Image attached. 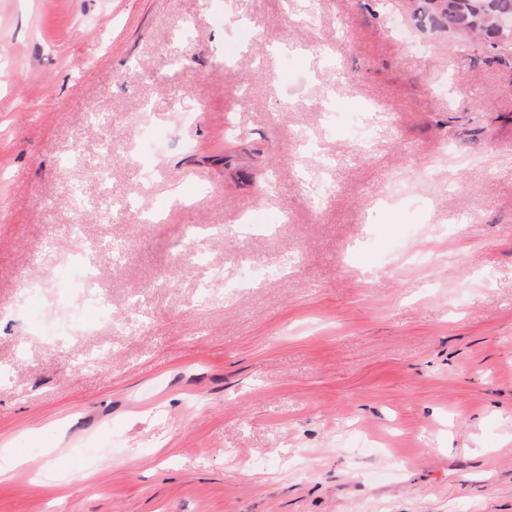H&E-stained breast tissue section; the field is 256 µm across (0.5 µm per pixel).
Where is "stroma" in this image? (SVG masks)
I'll list each match as a JSON object with an SVG mask.
<instances>
[{"label":"stroma","mask_w":512,"mask_h":512,"mask_svg":"<svg viewBox=\"0 0 512 512\" xmlns=\"http://www.w3.org/2000/svg\"><path fill=\"white\" fill-rule=\"evenodd\" d=\"M423 4L0 0V512H512V51ZM98 189L102 195H104L108 201L109 212L113 209L129 210L134 208L135 203L129 198L114 199L112 196V183L111 176L107 168L102 167L99 170L98 177ZM67 230L70 239L77 247L74 254L73 263L76 266L74 288L81 294L82 301L86 309L93 315V319H100L104 316V305L101 303L98 292L94 289V281L96 280L95 269L98 258L95 254L85 253L89 247L84 242L85 224L76 222L68 224Z\"/></svg>","instance_id":"35a3bbf8"}]
</instances>
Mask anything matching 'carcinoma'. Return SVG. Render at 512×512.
<instances>
[{
  "mask_svg": "<svg viewBox=\"0 0 512 512\" xmlns=\"http://www.w3.org/2000/svg\"><path fill=\"white\" fill-rule=\"evenodd\" d=\"M448 13L434 10L432 0L420 10V23L434 29H446L460 35L480 34L488 39L497 37V21L512 16V0H447Z\"/></svg>",
  "mask_w": 512,
  "mask_h": 512,
  "instance_id": "obj_1",
  "label": "carcinoma"
}]
</instances>
